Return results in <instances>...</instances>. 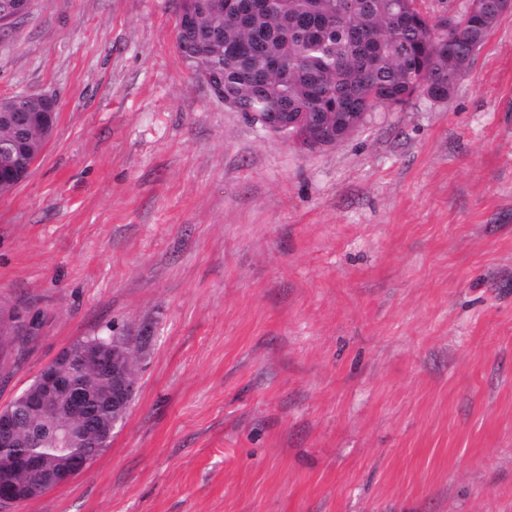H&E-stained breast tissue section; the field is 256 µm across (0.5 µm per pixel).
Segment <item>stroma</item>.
<instances>
[{
	"label": "stroma",
	"mask_w": 512,
	"mask_h": 512,
	"mask_svg": "<svg viewBox=\"0 0 512 512\" xmlns=\"http://www.w3.org/2000/svg\"><path fill=\"white\" fill-rule=\"evenodd\" d=\"M57 102L0 197V407L141 341L109 447L12 512H512V13L444 102L307 150L187 72L174 0H30L0 97ZM50 138V134L44 135V129L39 123H35L30 125V127L27 130V146L29 150L32 153L31 160L34 162L37 157L40 156L42 153L47 140ZM33 162L28 165L25 172H22V170L14 171L13 175H15L18 178L19 183H21L23 180L26 179L31 166L33 165Z\"/></svg>",
	"instance_id": "35a3bbf8"
}]
</instances>
